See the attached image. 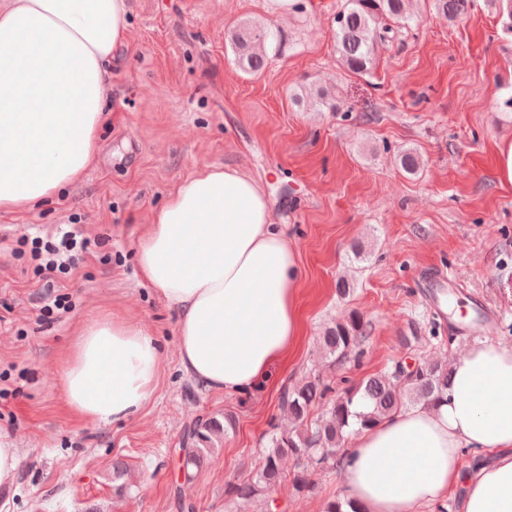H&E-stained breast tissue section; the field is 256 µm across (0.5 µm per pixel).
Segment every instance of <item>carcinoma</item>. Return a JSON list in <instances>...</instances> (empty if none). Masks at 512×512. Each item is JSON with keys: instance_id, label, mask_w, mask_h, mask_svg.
I'll return each instance as SVG.
<instances>
[{"instance_id": "1", "label": "carcinoma", "mask_w": 512, "mask_h": 512, "mask_svg": "<svg viewBox=\"0 0 512 512\" xmlns=\"http://www.w3.org/2000/svg\"><path fill=\"white\" fill-rule=\"evenodd\" d=\"M407 0H345L336 16V53L343 67L356 76L369 75L376 69L378 47L394 33V26L408 25ZM471 0H433L436 12L454 20L468 11ZM275 34L262 26L243 23L232 33L235 61L246 73L260 71L267 57V45ZM293 100L300 105L311 102L322 111L336 109L333 97L324 89L305 98ZM366 339V324L358 315L329 327L322 336L323 356L331 365L343 364ZM448 365L438 361L423 362L409 371L399 365L393 370L351 383L336 390L320 375H307L285 388L282 407L288 410L291 428L272 427L267 437L263 461L258 470L225 488L228 502L242 506L267 498L269 491L284 478L282 463L291 458L296 470L290 477L298 494L313 490L310 473L316 467L334 468L337 452L348 438L371 427L408 404H434L448 390ZM322 408L321 416L312 418L311 410ZM233 428L232 417L208 416L196 420L188 435L193 447L185 449V480L192 479L191 468L204 456L221 447L224 436Z\"/></svg>"}]
</instances>
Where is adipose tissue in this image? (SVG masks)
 I'll return each instance as SVG.
<instances>
[{"label":"adipose tissue","instance_id":"obj_1","mask_svg":"<svg viewBox=\"0 0 512 512\" xmlns=\"http://www.w3.org/2000/svg\"><path fill=\"white\" fill-rule=\"evenodd\" d=\"M128 0H0V210L34 207L79 183L97 156L112 53L127 39ZM139 270L176 315L181 372L205 389L267 382L297 342L300 267L249 176L206 166L155 209ZM162 352L117 311L79 330L64 364L69 406L94 423L141 412ZM446 399L362 431L338 466L363 512H512V348L486 341L451 361ZM490 453L465 466L461 451Z\"/></svg>","mask_w":512,"mask_h":512}]
</instances>
